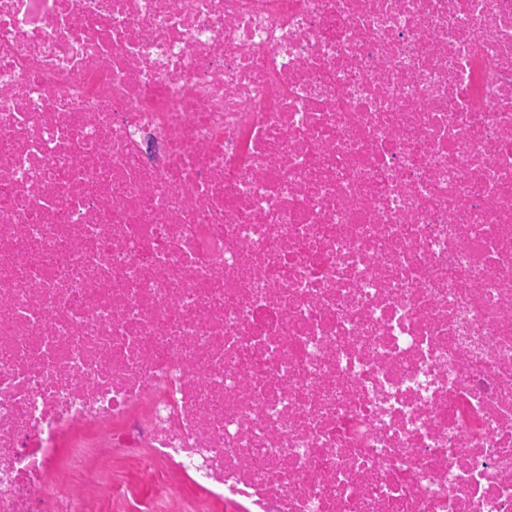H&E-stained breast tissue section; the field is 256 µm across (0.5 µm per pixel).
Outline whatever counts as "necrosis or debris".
<instances>
[{"label": "necrosis or debris", "instance_id": "obj_1", "mask_svg": "<svg viewBox=\"0 0 512 512\" xmlns=\"http://www.w3.org/2000/svg\"><path fill=\"white\" fill-rule=\"evenodd\" d=\"M0 512H512V0H0Z\"/></svg>", "mask_w": 512, "mask_h": 512}]
</instances>
